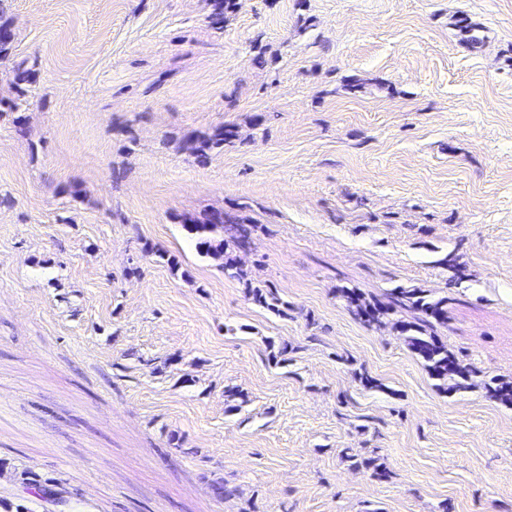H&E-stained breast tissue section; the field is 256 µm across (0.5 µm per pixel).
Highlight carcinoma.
I'll return each mask as SVG.
<instances>
[{"label": "carcinoma", "mask_w": 512, "mask_h": 512, "mask_svg": "<svg viewBox=\"0 0 512 512\" xmlns=\"http://www.w3.org/2000/svg\"><path fill=\"white\" fill-rule=\"evenodd\" d=\"M193 231L206 247V253L221 261L225 274L231 278H242L243 270L237 266L235 258L224 255V249L246 247L254 231L253 226L235 222L224 224L219 218L212 217L205 224L193 225ZM251 295L253 300L278 315H288L276 290L253 288ZM340 297L361 322L369 326L391 324V328L403 337L408 350L423 361L430 375L440 381L444 389L457 391L469 385L473 371L431 332L433 322L439 321L445 311V299L433 298L418 288H394L384 302H372L349 289L341 290ZM485 388L494 399L512 406L511 381L495 380L485 384ZM22 483L39 497L59 494L49 486L50 480H43L31 472H22Z\"/></svg>", "instance_id": "carcinoma-1"}]
</instances>
